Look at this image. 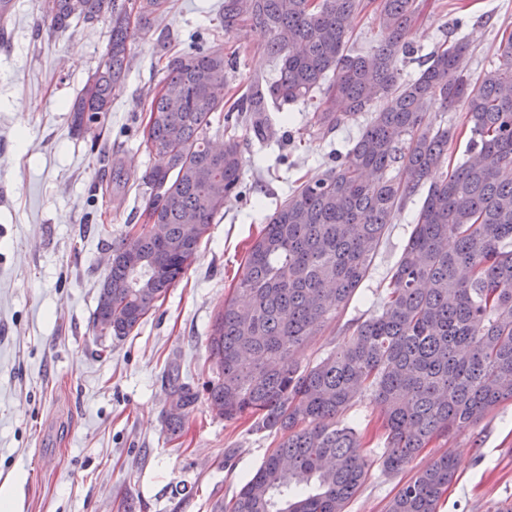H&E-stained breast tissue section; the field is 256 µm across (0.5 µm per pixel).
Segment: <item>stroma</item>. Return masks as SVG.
<instances>
[{
    "mask_svg": "<svg viewBox=\"0 0 512 512\" xmlns=\"http://www.w3.org/2000/svg\"><path fill=\"white\" fill-rule=\"evenodd\" d=\"M222 2L169 0L137 37L94 142L72 134L69 105L107 47L109 18L52 34L37 27L39 0H14L0 42V488L12 512H213L277 445L276 435L251 432L248 422H225L203 397L186 433L169 438L162 377L175 365L203 387L211 376L207 332L251 240L295 180L321 177L366 117L325 137L310 129L312 108L300 102L284 106L269 139L241 134L248 200L227 205L187 273L138 329L100 339L92 325L110 247L139 218L142 177L158 162L140 122L162 77L159 33L180 52L222 34L237 56L230 102L272 68L257 48L259 30L225 33ZM461 35L472 43L473 73L499 66L512 0H423L402 72L417 73L427 54ZM424 198L417 193L388 225L344 320L312 336L304 360L336 347L345 320L377 310ZM343 419L376 460L347 512H386L399 488L446 451L458 464L440 512H496L512 499V400L434 439L397 474L377 463L381 406L359 399Z\"/></svg>",
    "mask_w": 512,
    "mask_h": 512,
    "instance_id": "35a3bbf8",
    "label": "stroma"
}]
</instances>
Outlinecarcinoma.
Returning <instances> with one entry per match:
<instances>
[{
    "instance_id": "carcinoma-1",
    "label": "carcinoma",
    "mask_w": 512,
    "mask_h": 512,
    "mask_svg": "<svg viewBox=\"0 0 512 512\" xmlns=\"http://www.w3.org/2000/svg\"><path fill=\"white\" fill-rule=\"evenodd\" d=\"M167 0H42L41 24L63 33L107 16L105 53L74 100L84 135L112 108L132 44ZM365 0H224V31L263 34L274 62L224 111L232 60L215 38L168 57L145 126L152 168L143 222L112 245L93 323L120 339L140 327L194 262L224 207L245 197L237 130L265 140L269 104L314 102L311 128L329 135L369 112L346 151L316 180L292 187L253 239L207 348V399L226 421L280 436L255 474L217 512H345L374 464L340 416L370 395L384 409L381 466L405 468L433 439L474 425L512 399V36L504 63L472 79L467 37L431 51L417 77H402L418 0H379L378 35L366 54L348 47ZM462 108V129L434 126L429 111ZM225 136L213 149L210 129ZM469 133L467 157L449 172L448 144ZM428 185L381 309L352 319L336 350L302 364L310 336L345 312L388 224ZM197 220L196 234L185 214ZM160 225L157 237L146 230ZM139 230L133 251L124 248ZM183 432L199 392L175 367L164 376ZM456 473L446 453L407 481L387 512H439Z\"/></svg>"
}]
</instances>
